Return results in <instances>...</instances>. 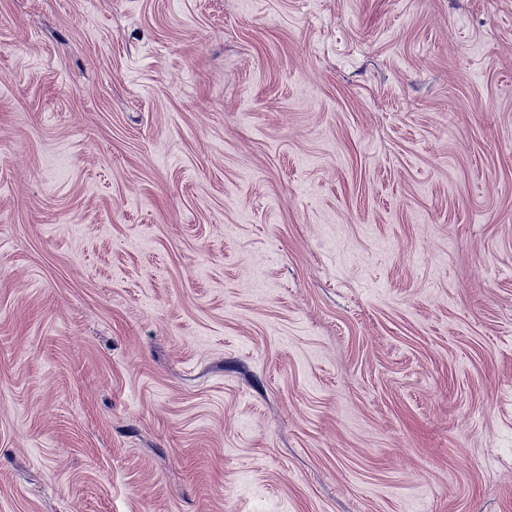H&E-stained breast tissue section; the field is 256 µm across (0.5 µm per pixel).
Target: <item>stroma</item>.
Instances as JSON below:
<instances>
[{
	"label": "stroma",
	"instance_id": "stroma-1",
	"mask_svg": "<svg viewBox=\"0 0 512 512\" xmlns=\"http://www.w3.org/2000/svg\"><path fill=\"white\" fill-rule=\"evenodd\" d=\"M0 512H512V0H0Z\"/></svg>",
	"mask_w": 512,
	"mask_h": 512
}]
</instances>
